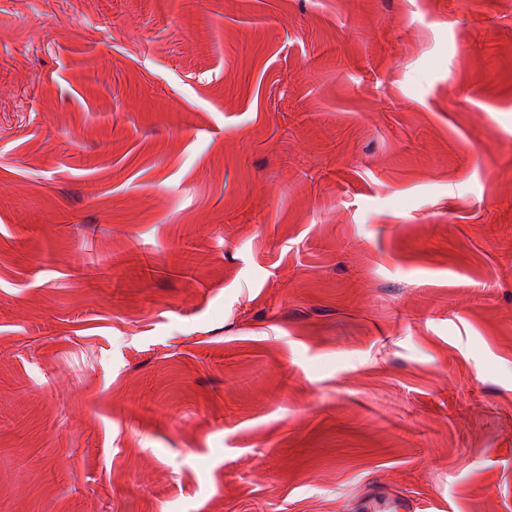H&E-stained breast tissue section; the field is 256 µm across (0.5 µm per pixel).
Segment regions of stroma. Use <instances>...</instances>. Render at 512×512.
Returning <instances> with one entry per match:
<instances>
[{"label":"stroma","instance_id":"stroma-1","mask_svg":"<svg viewBox=\"0 0 512 512\" xmlns=\"http://www.w3.org/2000/svg\"><path fill=\"white\" fill-rule=\"evenodd\" d=\"M0 512H512V0H0Z\"/></svg>","mask_w":512,"mask_h":512}]
</instances>
